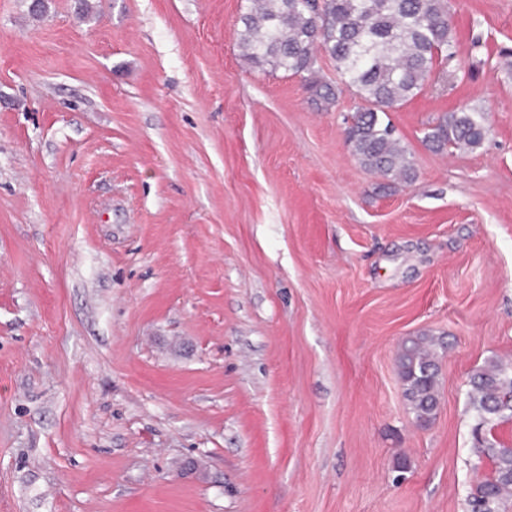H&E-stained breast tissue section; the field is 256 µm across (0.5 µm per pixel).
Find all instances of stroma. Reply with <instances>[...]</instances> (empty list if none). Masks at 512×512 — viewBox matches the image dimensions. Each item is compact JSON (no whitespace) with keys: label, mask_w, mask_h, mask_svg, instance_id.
Listing matches in <instances>:
<instances>
[{"label":"stroma","mask_w":512,"mask_h":512,"mask_svg":"<svg viewBox=\"0 0 512 512\" xmlns=\"http://www.w3.org/2000/svg\"><path fill=\"white\" fill-rule=\"evenodd\" d=\"M29 4L0 0V512H471L469 376L512 361V0H451L392 191L326 54L327 108L242 58L246 0ZM463 107L481 147L432 151ZM484 112L482 109L463 108L438 118L434 124L425 128L423 141L435 151H443L448 147L470 150L479 148L488 133ZM445 351L442 339L428 336L409 338L400 347L396 368L403 396L417 422L430 421L438 408L439 360Z\"/></svg>","instance_id":"stroma-1"}]
</instances>
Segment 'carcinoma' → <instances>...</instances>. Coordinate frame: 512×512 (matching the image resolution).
Wrapping results in <instances>:
<instances>
[{
	"mask_svg": "<svg viewBox=\"0 0 512 512\" xmlns=\"http://www.w3.org/2000/svg\"><path fill=\"white\" fill-rule=\"evenodd\" d=\"M238 44L251 65L290 75L310 72L317 54L336 64L344 85L362 105L347 118L346 139L366 169L411 182L413 161L395 128L382 115L400 107L433 80L450 72L455 58L450 0H248L237 20ZM330 104L335 88L307 84ZM488 133L484 110L463 108L425 128L423 141L436 151L476 149ZM441 339L416 336L400 347L396 368L415 420L430 421L439 405ZM474 450L490 468L472 496V512H499L512 493V444L498 427L512 421V364L489 359L469 380Z\"/></svg>",
	"mask_w": 512,
	"mask_h": 512,
	"instance_id": "obj_1",
	"label": "carcinoma"
}]
</instances>
